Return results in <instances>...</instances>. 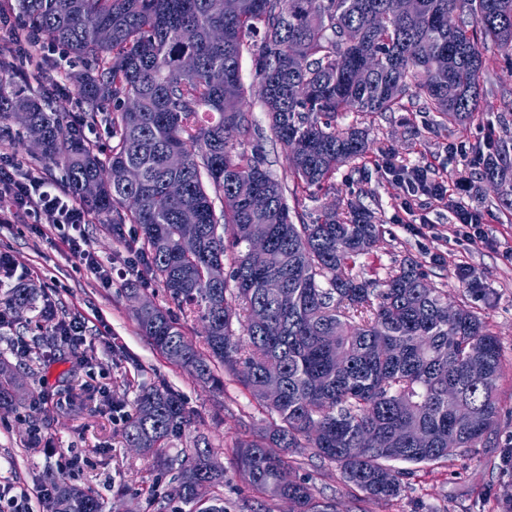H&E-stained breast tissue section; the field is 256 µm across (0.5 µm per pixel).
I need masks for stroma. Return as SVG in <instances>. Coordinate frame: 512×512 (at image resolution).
<instances>
[{
    "label": "stroma",
    "instance_id": "35a3bbf8",
    "mask_svg": "<svg viewBox=\"0 0 512 512\" xmlns=\"http://www.w3.org/2000/svg\"><path fill=\"white\" fill-rule=\"evenodd\" d=\"M60 53V46L42 40L43 64L55 82L50 105L59 112H76L77 91L55 66ZM486 58L480 78L483 107L466 126H442L416 97L404 99L402 108L392 112L339 115L337 126L367 131L370 151L337 167L332 190L301 201L308 219L325 209L344 211L350 199L373 212L385 231L369 254L356 259L353 274L380 282L405 259L419 261L428 282L446 291L449 303H467L482 316L502 352L495 447L472 448L446 463H396L402 493L395 500L366 499L345 483L339 466L321 460L313 449L294 454L291 479L306 482L316 497H337L352 512H504L512 498V467L502 461L504 451L512 448V261L504 256L505 248L512 247V209L480 178L482 156L503 147L512 150V54L492 48ZM246 103L264 134L249 136L245 150L260 149L273 175L289 182L286 149L268 132L259 98L248 94ZM30 146L19 124H0V155L37 169L49 182H62V170L41 164ZM417 166L427 167L430 181L447 185L455 199L479 211L485 243L455 234L447 202L408 193L400 175ZM86 233L98 254L112 262L111 287H102L76 265L60 237H41L31 219L0 222V251L11 256L15 270L12 285L34 289L30 306L12 314L10 327L0 329V360L17 369L31 392L26 404L0 410V481L33 493L48 473L60 471L92 490L104 512H178L179 502L158 504L174 484V471L126 447L124 428L114 424L109 407L113 400L132 404L141 387L165 385L180 394L191 416L190 426L167 448V456L184 458L197 442L207 441L224 469L220 493L226 512H286L287 503L264 499L242 479L236 460L237 441L275 423L276 415L238 381L228 377L222 389L212 388L156 350L140 334L135 303L126 290L138 285L159 302L160 284L144 271L126 274L128 250L113 241L111 224L92 217ZM48 300L57 318L84 322L80 347L41 343ZM18 342L30 344L29 359L15 356ZM58 448L75 449L82 463L59 469L54 454Z\"/></svg>",
    "mask_w": 512,
    "mask_h": 512
}]
</instances>
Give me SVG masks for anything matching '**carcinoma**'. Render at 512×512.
Listing matches in <instances>:
<instances>
[{"mask_svg":"<svg viewBox=\"0 0 512 512\" xmlns=\"http://www.w3.org/2000/svg\"><path fill=\"white\" fill-rule=\"evenodd\" d=\"M6 8L81 64L69 79L82 111L50 110L40 95L18 89L0 61V120L42 130L37 159L64 171L70 195L105 216L117 241H125L124 225H138L127 247L181 313L177 320L156 303L136 316L139 331L198 380L220 385L216 366L223 367L279 418L237 442L249 485L269 501H290L294 512H342L286 478L288 454L301 441L366 497L388 501L402 492L390 463L436 464L490 444L503 361L484 319L459 304L448 320L447 295L416 260L380 283L357 279L350 267L382 225L353 202L346 220L324 211L307 223L287 195L297 202L300 193L329 188L340 164L367 153L363 130L336 126L341 112H392L415 95L443 122H469L481 110L484 51H512V0H414L405 13L392 0H239L231 14L224 0H7ZM103 27L112 29L107 45L98 37ZM186 55L196 59L192 71L181 68ZM245 55L269 128L286 147L291 188L258 150L240 148L255 127L241 107ZM359 66L369 70L363 83L353 78ZM101 120L112 137L107 153L84 135ZM173 152L184 158L180 169L169 166ZM126 165L139 169V182L108 179ZM95 180L101 190L89 198L83 187ZM172 181L183 185L179 198L166 191ZM483 181L505 191L502 203L512 207L508 150L486 160ZM254 192L269 197L265 209L250 207ZM188 210L199 226L190 254L179 234ZM246 224L266 226L264 254H251ZM213 262L228 268L220 282L207 275ZM271 276L282 284L277 298L261 288ZM29 303L26 288L5 297L14 310ZM188 322L203 324L205 350L182 343ZM24 400L20 382L3 370L0 407ZM189 423L173 389L144 386L126 446L171 469L165 449ZM211 456L196 447L177 467L170 497L189 512H224L216 494L224 471L210 468ZM52 483L48 512H103L92 491L55 476Z\"/></svg>","mask_w":512,"mask_h":512,"instance_id":"carcinoma-1","label":"carcinoma"}]
</instances>
